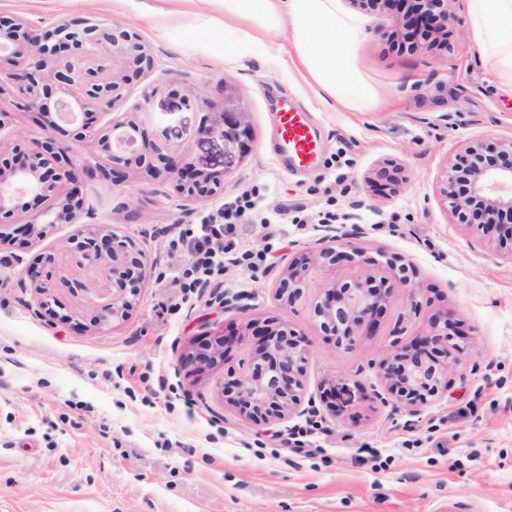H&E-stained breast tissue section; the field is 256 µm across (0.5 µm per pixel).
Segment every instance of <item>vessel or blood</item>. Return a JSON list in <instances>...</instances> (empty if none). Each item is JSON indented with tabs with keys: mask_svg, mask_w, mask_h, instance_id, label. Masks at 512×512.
<instances>
[{
	"mask_svg": "<svg viewBox=\"0 0 512 512\" xmlns=\"http://www.w3.org/2000/svg\"><path fill=\"white\" fill-rule=\"evenodd\" d=\"M277 119L276 147L290 168L298 171L313 166L320 149L305 112L284 100L279 104Z\"/></svg>",
	"mask_w": 512,
	"mask_h": 512,
	"instance_id": "vessel-or-blood-1",
	"label": "vessel or blood"
}]
</instances>
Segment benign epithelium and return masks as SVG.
I'll return each mask as SVG.
<instances>
[{
	"label": "benign epithelium",
	"mask_w": 512,
	"mask_h": 512,
	"mask_svg": "<svg viewBox=\"0 0 512 512\" xmlns=\"http://www.w3.org/2000/svg\"><path fill=\"white\" fill-rule=\"evenodd\" d=\"M409 16L396 31L421 34L413 43L427 50L448 48L447 0H409ZM155 65L139 35L117 21L82 17L61 21L48 31L17 18L0 17V117L15 107L46 118L47 101H54L56 119L44 123L46 135L27 141L16 134L9 153L0 151V216L16 211V200L33 194L53 203L20 225L27 237L40 238L53 224H75L68 250L90 266L112 272V300L102 306L97 325L106 332L125 320L134 307L141 285L151 273L145 253L136 242L120 237L106 225L81 224V177H99L112 186L128 180L136 167L152 179L175 184L188 200H204L223 187V175L195 169L165 144L139 139V125L126 116L112 118L98 143L104 161L81 156L79 135L67 139V125L86 131L96 114L123 97L130 78ZM224 138V158L245 153L250 141L248 113L236 96L224 94V112L218 127ZM439 194L460 224H479L497 235L500 249L512 256V137L488 144L469 141L463 154L446 162L438 182ZM341 262L385 268L387 276L375 285L352 278L324 285L311 307V316L323 336L338 347L348 346L367 330H374L394 289L412 291L408 269L392 257L366 255L348 243L325 245L318 252L288 267L277 287L292 303L302 294L310 266L334 268ZM459 339L463 353L473 342L465 339L453 315L444 310L431 316L428 330L407 345H392L383 361L387 390L402 404L417 406L441 394L448 386V367L458 358L448 344ZM245 339L226 335L204 336L179 357L184 368L222 365L226 353ZM252 367L230 372L217 385L224 403L255 423L282 419L298 404L306 372L308 348L292 330L268 323L256 327L248 342ZM325 397L336 412L352 406L354 389L345 379L332 384Z\"/></svg>",
	"instance_id": "7a95c632"
}]
</instances>
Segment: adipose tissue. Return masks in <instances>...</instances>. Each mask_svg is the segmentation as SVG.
<instances>
[{"label":"adipose tissue","mask_w":512,"mask_h":512,"mask_svg":"<svg viewBox=\"0 0 512 512\" xmlns=\"http://www.w3.org/2000/svg\"><path fill=\"white\" fill-rule=\"evenodd\" d=\"M471 31L485 56L498 89L512 95V0H468ZM240 28L244 44L263 50L273 25L286 28L295 64L342 109L374 111L378 90L357 60L362 36L358 20L339 0H224V21Z\"/></svg>","instance_id":"obj_1"}]
</instances>
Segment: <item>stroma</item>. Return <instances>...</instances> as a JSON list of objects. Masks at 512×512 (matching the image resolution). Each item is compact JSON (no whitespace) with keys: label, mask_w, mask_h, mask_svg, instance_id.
I'll return each instance as SVG.
<instances>
[{"label":"stroma","mask_w":512,"mask_h":512,"mask_svg":"<svg viewBox=\"0 0 512 512\" xmlns=\"http://www.w3.org/2000/svg\"><path fill=\"white\" fill-rule=\"evenodd\" d=\"M0 0V13L48 29L96 16L136 31L154 69L134 77L114 112L129 113L147 140L166 143L197 169L219 172L224 189L192 202L133 170L126 185L86 179L80 220L134 239L152 267L127 320L100 333L95 318L112 276L66 247L75 227L58 224L29 247L0 242V512H512V258L480 226L455 224L438 193L447 158L474 138L512 136V98L491 82L463 0H449L450 46L395 44L397 19L346 4L363 35L359 59L382 93L372 112H348L272 48L236 52L235 32L214 29L218 0ZM249 114L248 153L224 163V93ZM213 101L210 110L197 100ZM306 110L321 146L313 168L295 173L275 154L276 102ZM404 179L387 184L381 170ZM258 209L226 238L261 252L258 267L225 265L186 293L176 280L196 257L182 246L202 215L243 191ZM335 214L336 235L368 252L397 256L415 296L396 289L379 330L339 348L321 335L310 307L324 284L370 275L367 267L310 268L302 296L276 288L289 264L313 254ZM52 254V285L24 271ZM452 312L475 342L450 364V385L417 411L390 397L381 362L392 342L423 334L433 313ZM282 322L308 343L301 401L284 419L256 424L225 405L216 384L245 370L235 348L226 364L192 371L178 358L197 338L251 334ZM344 378L355 402L333 415L323 392ZM310 456L292 454L296 443Z\"/></svg>","instance_id":"obj_1"}]
</instances>
